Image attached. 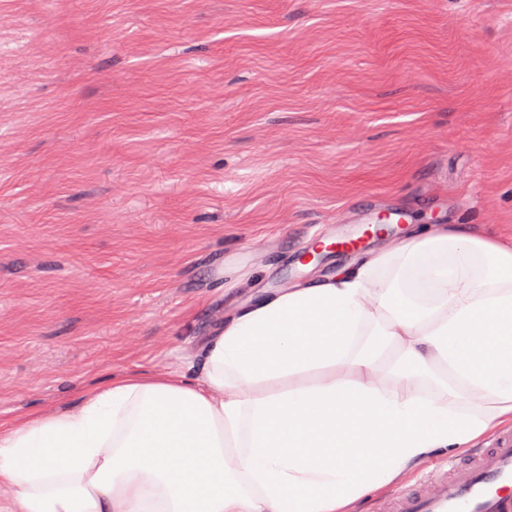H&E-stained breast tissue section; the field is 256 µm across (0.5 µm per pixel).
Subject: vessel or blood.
<instances>
[{
    "instance_id": "b4317fda",
    "label": "vessel or blood",
    "mask_w": 512,
    "mask_h": 512,
    "mask_svg": "<svg viewBox=\"0 0 512 512\" xmlns=\"http://www.w3.org/2000/svg\"><path fill=\"white\" fill-rule=\"evenodd\" d=\"M432 489L396 499L393 512H512V431H504L471 464L432 476Z\"/></svg>"
}]
</instances>
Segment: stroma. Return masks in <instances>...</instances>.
I'll return each instance as SVG.
<instances>
[{"mask_svg": "<svg viewBox=\"0 0 512 512\" xmlns=\"http://www.w3.org/2000/svg\"><path fill=\"white\" fill-rule=\"evenodd\" d=\"M0 13L1 420L169 372L256 293L383 248L369 212L512 234V0ZM470 450L432 455L360 512Z\"/></svg>", "mask_w": 512, "mask_h": 512, "instance_id": "stroma-1", "label": "stroma"}]
</instances>
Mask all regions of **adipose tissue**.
I'll return each instance as SVG.
<instances>
[{
	"instance_id": "ef3b65f1",
	"label": "adipose tissue",
	"mask_w": 512,
	"mask_h": 512,
	"mask_svg": "<svg viewBox=\"0 0 512 512\" xmlns=\"http://www.w3.org/2000/svg\"><path fill=\"white\" fill-rule=\"evenodd\" d=\"M74 399L0 420V512H355L512 421V236L413 231Z\"/></svg>"
}]
</instances>
